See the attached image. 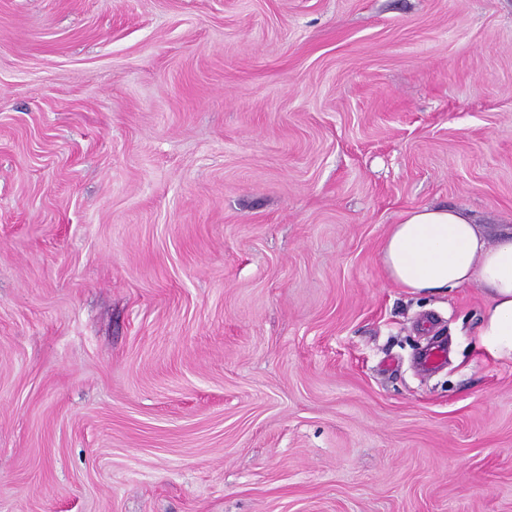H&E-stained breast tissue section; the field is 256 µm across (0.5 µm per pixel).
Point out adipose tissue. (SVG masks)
I'll list each match as a JSON object with an SVG mask.
<instances>
[{
	"label": "adipose tissue",
	"instance_id": "ef3b65f1",
	"mask_svg": "<svg viewBox=\"0 0 512 512\" xmlns=\"http://www.w3.org/2000/svg\"><path fill=\"white\" fill-rule=\"evenodd\" d=\"M389 279L415 294L478 285L486 298L477 329L482 352L512 360V229L489 240L456 207H421L392 225L381 248Z\"/></svg>",
	"mask_w": 512,
	"mask_h": 512
}]
</instances>
